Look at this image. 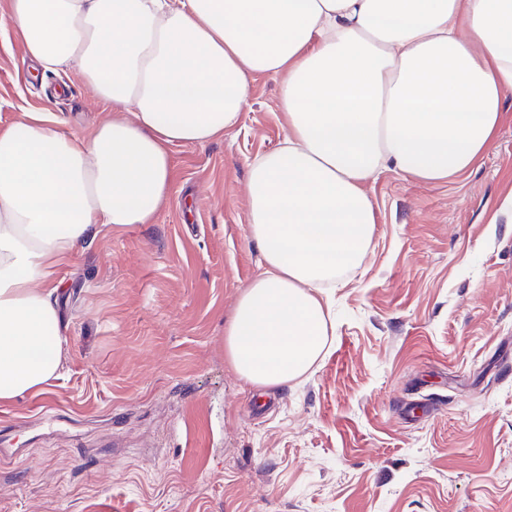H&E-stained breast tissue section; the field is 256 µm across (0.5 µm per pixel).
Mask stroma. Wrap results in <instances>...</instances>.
Here are the masks:
<instances>
[{
	"label": "stroma",
	"instance_id": "stroma-1",
	"mask_svg": "<svg viewBox=\"0 0 512 512\" xmlns=\"http://www.w3.org/2000/svg\"><path fill=\"white\" fill-rule=\"evenodd\" d=\"M0 0V129L111 119L76 70L24 55ZM280 79L223 138L170 148L148 224L105 226L59 267L58 379L0 402V512H512V94L462 175L366 185L375 247L330 289L336 334L261 389L224 327L260 271L252 161L284 140Z\"/></svg>",
	"mask_w": 512,
	"mask_h": 512
}]
</instances>
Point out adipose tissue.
<instances>
[{
    "mask_svg": "<svg viewBox=\"0 0 512 512\" xmlns=\"http://www.w3.org/2000/svg\"><path fill=\"white\" fill-rule=\"evenodd\" d=\"M28 59L74 68L114 115L86 137L37 112L0 130V401L58 377V267L95 228L150 223L169 148L223 137L251 79L281 77L284 146L252 163L261 272L225 331L259 388L306 374L333 321L322 294L373 245L364 185L470 170L512 92V0H10Z\"/></svg>",
    "mask_w": 512,
    "mask_h": 512,
    "instance_id": "1",
    "label": "adipose tissue"
}]
</instances>
